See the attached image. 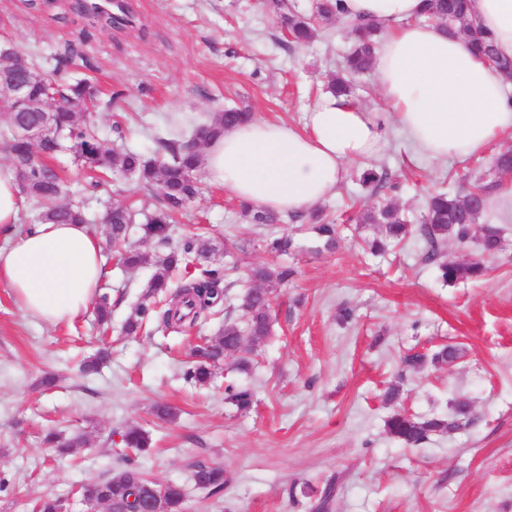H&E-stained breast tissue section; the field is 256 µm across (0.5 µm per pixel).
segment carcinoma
Segmentation results:
<instances>
[{"label": "carcinoma", "instance_id": "carcinoma-1", "mask_svg": "<svg viewBox=\"0 0 512 512\" xmlns=\"http://www.w3.org/2000/svg\"><path fill=\"white\" fill-rule=\"evenodd\" d=\"M339 2L318 0L312 13L298 10L288 0H269L266 7L277 19L287 41L296 46H305L320 38L325 25L341 20ZM427 2L422 21L443 25L450 31L458 29L464 32L468 44L482 54L495 71L512 80V59L499 57L489 36L469 19V0ZM351 33L354 37L353 47L344 57L336 75L328 81V89L348 97L353 91L355 78L370 70L379 28L374 24L360 23L351 27ZM53 60L54 68L48 73L33 61L23 62L17 52L0 55V85L7 86L5 78L22 70L28 73L26 91L29 100L43 102L51 92L61 100L57 110L52 112L49 132L36 141L17 135V126L38 123L39 113L27 111L25 105L15 112L6 113L5 125L0 128V143L16 158H23L36 149L52 159L59 152L69 150L78 163L97 177L91 182L93 187L99 186V178L114 173L134 177L147 190L154 191L158 185H164L165 193L156 194L158 205L145 216L140 233L141 239L149 244L167 241L170 225L176 223L185 204L198 193L195 173L198 170L199 151L189 148V140L179 134L157 139V149L151 158L124 146H103L98 128L87 118L89 108L98 106L96 93L88 81L73 80L67 76L68 69L74 65L70 53H56ZM248 117L250 113L244 109L226 108L214 113L208 122L197 125L192 136L201 133L205 140L214 139L225 128ZM13 176L19 193L38 210L36 221L90 223L91 217L84 203L65 200L68 194L65 181L47 163L36 162L22 171L15 169ZM387 179L385 169L371 167L362 171L359 182L374 191L384 187ZM464 200L465 196L451 191L435 192L428 197L421 220L420 232L433 247L450 237L465 243L471 236L470 225L478 226L481 242L475 258L466 262L438 264L440 278L448 283L484 276L488 271L487 262L501 249L502 229L496 224L480 223L484 204L467 210ZM138 215L139 210L134 204L119 205L112 209L109 220V241L125 246L121 260L129 269L141 267L150 261L146 246L126 245L131 226L136 223ZM359 221L378 225L380 236L369 242L370 250L374 253H381L388 245L403 241L413 231L399 208L390 202L364 211ZM210 251L208 242L188 238L180 248L170 251L156 262L141 301L125 323V332L129 335L137 333L145 321L157 315L161 316L162 329L177 331L186 322L193 324L201 317L220 313L218 306L223 300L224 289L218 270L207 269L174 291L170 287L172 271L186 264L190 255L205 257ZM294 274V269L284 265L250 268L249 278L258 287L249 289L241 298L240 307L247 315L245 325L225 320L221 336L211 341L205 340L192 349L194 359L184 375L200 386L206 385L224 363V357L234 354L239 356L237 368L247 370L250 366L248 356L255 354L270 334L269 305L264 299L266 290L261 285H286ZM224 394L225 401L239 411H247L252 406L253 395L245 388L229 384ZM468 414L469 409L465 405L457 406L453 416L446 418H421L397 412L385 420V429L406 445L418 446L433 433L455 430L459 421ZM122 441L126 448L137 454L147 453L151 445L148 433L138 427L128 429ZM123 460L125 466L108 479L86 484L89 491L85 499L87 504L113 505L131 512L137 500L142 499L157 503V512H182L185 501L182 486L167 484L160 494L159 485L145 475L133 458L125 455ZM192 479L200 489L219 490L225 484L224 469L215 464L198 463L194 466Z\"/></svg>", "mask_w": 512, "mask_h": 512}]
</instances>
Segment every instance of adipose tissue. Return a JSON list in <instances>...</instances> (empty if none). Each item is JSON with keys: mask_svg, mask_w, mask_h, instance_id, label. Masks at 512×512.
Instances as JSON below:
<instances>
[{"mask_svg": "<svg viewBox=\"0 0 512 512\" xmlns=\"http://www.w3.org/2000/svg\"><path fill=\"white\" fill-rule=\"evenodd\" d=\"M426 0H342L343 14L379 26L372 73L386 109L370 112L323 93L303 127L262 119L208 141L211 184L271 213H301L333 195L349 163L381 151L398 129L418 155L464 157L512 133L501 77L456 33L420 23ZM470 13L501 55L512 57V0H471ZM23 198L0 169V281L19 308L51 324L83 318L105 278L102 240L86 224L37 223L12 233Z\"/></svg>", "mask_w": 512, "mask_h": 512, "instance_id": "1", "label": "adipose tissue"}]
</instances>
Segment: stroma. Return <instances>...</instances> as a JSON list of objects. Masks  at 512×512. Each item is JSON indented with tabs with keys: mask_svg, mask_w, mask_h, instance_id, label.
<instances>
[{
	"mask_svg": "<svg viewBox=\"0 0 512 512\" xmlns=\"http://www.w3.org/2000/svg\"><path fill=\"white\" fill-rule=\"evenodd\" d=\"M266 2L123 0L128 21L111 26L81 12L76 0H0V43L25 57L40 51L47 70L52 52L68 46L91 58L94 69L75 67L70 76L97 89L101 104L91 120L103 142L112 143L118 123L125 145L148 154L174 127L191 133L195 122L227 107L302 123L349 48V30L335 22L310 46L286 44ZM509 145L512 137L465 159H417L390 131L370 159L387 169L390 187L375 193L347 175L320 204L328 233L285 214L275 224L251 223L229 193L199 179L198 196L167 246L152 247L151 264L129 270L105 251L104 289L112 297L105 329L92 310L71 326L28 318L0 282V512H27L48 493L65 498L71 512H107L103 504L88 510L80 490L122 467L121 435L132 426L152 437L144 472L182 485L185 512H312L329 483V512H512V222L503 224L502 249L483 277L448 284L438 262L467 261L476 242L451 238L434 250L415 232L373 256L362 243L377 235V225L355 221L381 200L418 221L431 191H461L481 178L512 187V175L497 176L491 166L499 147ZM54 164L97 218L131 200L141 214L155 208L151 195L119 174L84 192L87 173L70 152ZM194 235L212 245L197 269L224 274L219 315L178 332L151 323L125 335L154 261ZM282 235L291 240L288 251H268L266 239ZM255 265L297 272L288 285L268 288L272 336L249 372L223 371L206 388L186 382L193 344L216 338L225 319L244 322L239 298ZM343 307L353 312L346 322L338 318ZM104 343L111 360L99 373L83 374L82 359ZM445 345L458 352L450 362H404ZM48 373L58 378L51 390L40 385ZM228 381L251 390L249 412L225 403ZM391 387L399 396L388 403L383 395ZM159 403L175 409L174 422L156 419ZM460 403L470 409L467 424L415 447L384 428L397 412L446 416ZM52 431L86 442L53 458L43 443ZM198 463L223 466L222 492L195 486Z\"/></svg>",
	"mask_w": 512,
	"mask_h": 512,
	"instance_id": "stroma-1",
	"label": "stroma"
}]
</instances>
